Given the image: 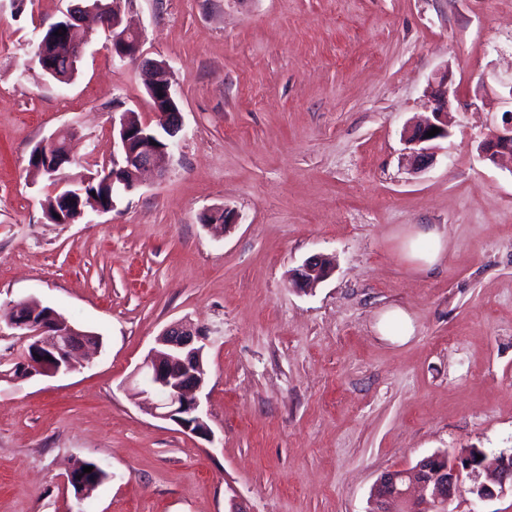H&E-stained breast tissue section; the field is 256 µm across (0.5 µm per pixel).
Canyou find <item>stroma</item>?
Masks as SVG:
<instances>
[{
  "mask_svg": "<svg viewBox=\"0 0 512 512\" xmlns=\"http://www.w3.org/2000/svg\"><path fill=\"white\" fill-rule=\"evenodd\" d=\"M73 0H0V512H367L377 477L437 451L512 449V169L479 145L512 105V0H124L141 61L91 25L66 83L32 57ZM166 62L182 127L111 211L51 221L34 146L111 165L112 120L153 112ZM448 71L436 160L403 132ZM229 211V229L208 215ZM435 231L443 250L418 260ZM332 257L309 292L291 270ZM31 298L98 335L66 374L18 377ZM400 310L411 335H386ZM206 329L210 437L147 412L129 378L169 325ZM79 460L109 474L77 499Z\"/></svg>",
  "mask_w": 512,
  "mask_h": 512,
  "instance_id": "1",
  "label": "stroma"
}]
</instances>
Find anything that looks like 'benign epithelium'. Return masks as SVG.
<instances>
[{
	"label": "benign epithelium",
	"instance_id": "7a95c632",
	"mask_svg": "<svg viewBox=\"0 0 512 512\" xmlns=\"http://www.w3.org/2000/svg\"><path fill=\"white\" fill-rule=\"evenodd\" d=\"M123 0H77L60 21L63 30L59 35L68 38V56L72 70H77L88 41L84 34V18L96 16L107 30L122 24ZM128 38L112 42V54L119 59H133L140 53V37L134 31H126ZM147 90L152 102L153 122L141 121L135 112L121 114L118 128L119 148L124 165L104 168L96 178L111 186L112 191H129L135 186L137 173L155 166L156 161L171 148V138L181 128L180 109L172 90L171 72L164 62L147 61ZM448 73H443L430 84L434 101L431 117L408 128L404 132L406 156L414 170H420L433 161L435 142L449 136L448 109L452 105ZM437 127L440 132L432 137L428 131ZM484 159L497 164L503 160L512 162V110L504 113L502 125L489 130L480 145ZM69 160L64 153L56 159L33 155V162L45 164L44 173L54 181V199L50 213L60 215L58 223L70 222L61 215L57 203L77 204L80 213L87 207L96 212H108L113 204L90 199L85 203L82 184L74 183L58 174L63 163ZM334 268L330 259L322 255L308 258L300 268L292 271V285L302 291H310L324 281ZM11 328L23 332L30 339L20 375L67 374L75 368L77 354L96 343V336L80 331L50 307H41L29 301L17 302L13 308ZM154 348L135 375L140 393L154 398L151 411L157 418L177 423L193 434L210 437L211 430L201 408L198 393L206 382L204 351L210 344V335L194 329L184 322L168 326L156 339ZM480 449L475 453L459 452L453 456L441 452L425 456L406 469L388 470L377 479L371 493L369 512H391L389 505L397 504L401 512H448L463 476L473 481L471 493L479 501H488L512 492V453L502 452L494 459L489 481L481 480L485 459Z\"/></svg>",
	"mask_w": 512,
	"mask_h": 512
}]
</instances>
